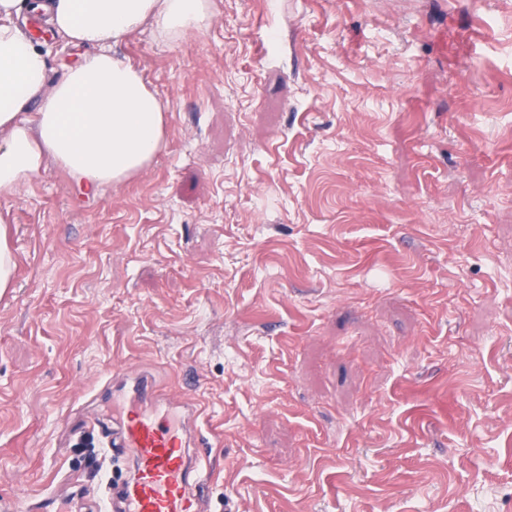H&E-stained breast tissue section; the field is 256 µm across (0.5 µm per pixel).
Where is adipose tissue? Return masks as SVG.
Returning <instances> with one entry per match:
<instances>
[{
  "instance_id": "adipose-tissue-1",
  "label": "adipose tissue",
  "mask_w": 512,
  "mask_h": 512,
  "mask_svg": "<svg viewBox=\"0 0 512 512\" xmlns=\"http://www.w3.org/2000/svg\"><path fill=\"white\" fill-rule=\"evenodd\" d=\"M30 11L84 49L58 78L17 24ZM209 19V0H0V197L49 160L88 192L145 170L165 144L166 114L113 48L144 26L178 40Z\"/></svg>"
}]
</instances>
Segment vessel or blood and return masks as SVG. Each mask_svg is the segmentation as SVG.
Masks as SVG:
<instances>
[{"mask_svg":"<svg viewBox=\"0 0 512 512\" xmlns=\"http://www.w3.org/2000/svg\"><path fill=\"white\" fill-rule=\"evenodd\" d=\"M113 399L128 410L113 438L100 447L129 448L137 468L125 485L122 512H201L199 489L210 474L189 453L185 419L199 417L196 404L173 402L144 374L128 371Z\"/></svg>","mask_w":512,"mask_h":512,"instance_id":"b4317fda","label":"vessel or blood"}]
</instances>
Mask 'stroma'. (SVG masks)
<instances>
[{
  "label": "stroma",
  "instance_id": "stroma-1",
  "mask_svg": "<svg viewBox=\"0 0 512 512\" xmlns=\"http://www.w3.org/2000/svg\"><path fill=\"white\" fill-rule=\"evenodd\" d=\"M116 45L131 180L0 221V512H96L133 366L194 402L204 512H512V0H212ZM15 261L13 254L8 246L5 236L0 237V288L3 291L5 288L11 287Z\"/></svg>",
  "mask_w": 512,
  "mask_h": 512
}]
</instances>
